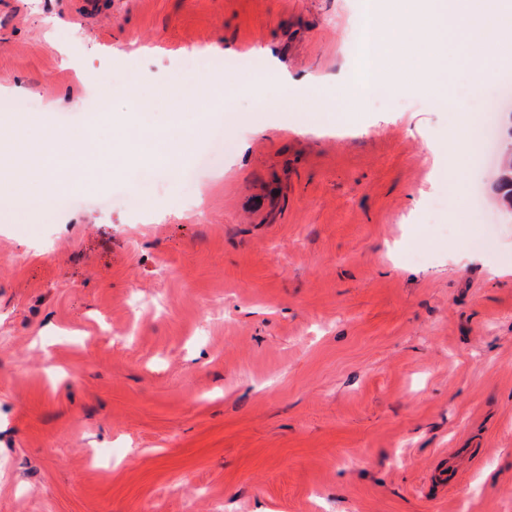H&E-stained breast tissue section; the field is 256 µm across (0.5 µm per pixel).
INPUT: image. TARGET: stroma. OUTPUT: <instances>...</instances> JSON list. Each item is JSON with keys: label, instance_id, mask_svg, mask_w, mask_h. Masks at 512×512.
<instances>
[{"label": "stroma", "instance_id": "1", "mask_svg": "<svg viewBox=\"0 0 512 512\" xmlns=\"http://www.w3.org/2000/svg\"><path fill=\"white\" fill-rule=\"evenodd\" d=\"M360 11L0 0V156L145 93L227 143L0 223V512H512V141L449 196L468 76L347 106ZM259 50L317 98L269 111ZM200 82H207L210 88V100L205 112H221L224 101V83L218 77L207 72H198L191 82L185 84L184 90L192 91Z\"/></svg>", "mask_w": 512, "mask_h": 512}]
</instances>
